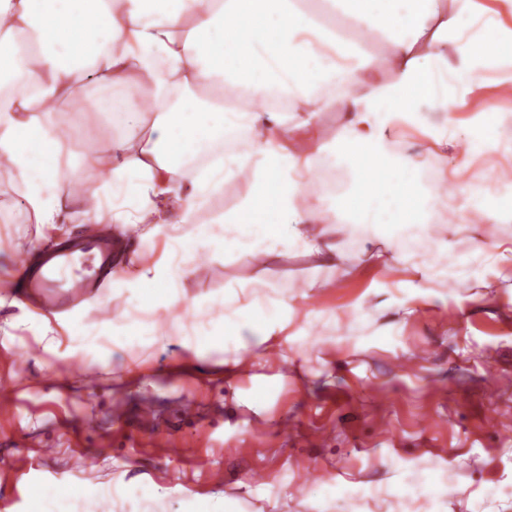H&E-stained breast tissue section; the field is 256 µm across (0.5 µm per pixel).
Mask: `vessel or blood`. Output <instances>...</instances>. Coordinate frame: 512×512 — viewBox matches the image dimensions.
Listing matches in <instances>:
<instances>
[{"label":"vessel or blood","mask_w":512,"mask_h":512,"mask_svg":"<svg viewBox=\"0 0 512 512\" xmlns=\"http://www.w3.org/2000/svg\"><path fill=\"white\" fill-rule=\"evenodd\" d=\"M116 232L108 224H87L65 247L46 246L37 267L21 259L19 296L38 293L46 311L58 313L96 293L112 273Z\"/></svg>","instance_id":"obj_1"}]
</instances>
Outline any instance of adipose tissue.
<instances>
[{
	"label": "adipose tissue",
	"mask_w": 512,
	"mask_h": 512,
	"mask_svg": "<svg viewBox=\"0 0 512 512\" xmlns=\"http://www.w3.org/2000/svg\"><path fill=\"white\" fill-rule=\"evenodd\" d=\"M315 32L326 52L296 43ZM512 0H0V169L34 224H117L167 255L136 251L112 277L124 308L76 338L122 357L158 343L193 366L210 337L224 339L225 373L244 375L289 341L298 300L335 282L343 260L411 269L401 310L429 301L454 276L484 298L489 267L512 261V241L458 250L449 218L497 224L512 208L493 181L448 185V155L512 143V114H456L471 94L512 91ZM119 92L105 113L112 135L91 192L70 155L85 114L59 113L86 87ZM340 135L323 141L326 113ZM429 144L409 151L407 135ZM414 182L399 196L400 223L365 213L371 188ZM383 243L375 254L371 244ZM252 262L244 285L222 298L186 283L221 249ZM290 253L319 273L305 289L271 265ZM153 315L144 328L140 314Z\"/></svg>",
	"instance_id": "obj_1"
}]
</instances>
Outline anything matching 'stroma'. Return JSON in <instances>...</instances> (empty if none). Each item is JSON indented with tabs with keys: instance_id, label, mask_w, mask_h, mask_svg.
<instances>
[{
	"instance_id": "35a3bbf8",
	"label": "stroma",
	"mask_w": 512,
	"mask_h": 512,
	"mask_svg": "<svg viewBox=\"0 0 512 512\" xmlns=\"http://www.w3.org/2000/svg\"><path fill=\"white\" fill-rule=\"evenodd\" d=\"M98 111L92 88L79 147L91 189L110 138ZM78 230L22 215L0 223V275L44 238ZM249 276L229 254L202 261L190 287L218 296ZM408 278L345 261L337 286L298 301L287 361L259 363L254 381L225 378L217 345L190 370L174 346L114 365L77 348L73 335L110 322L119 298L85 301L48 336L21 308L0 307V512H54L73 489L86 512H130L129 501L100 502L112 485L153 488L165 512H512V290L491 289L476 306L451 278L406 316L397 300ZM359 307L365 333L351 336ZM165 433L194 439L222 482L164 445ZM436 472L438 501L388 493ZM343 479L356 491L322 496Z\"/></svg>"
}]
</instances>
